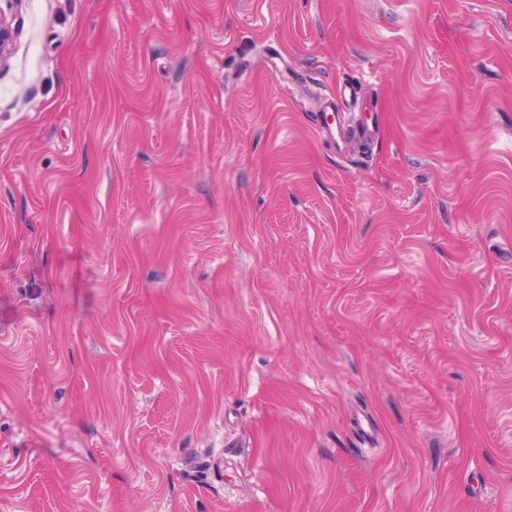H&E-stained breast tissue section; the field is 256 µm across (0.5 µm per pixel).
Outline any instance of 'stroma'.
<instances>
[{
	"label": "stroma",
	"instance_id": "35a3bbf8",
	"mask_svg": "<svg viewBox=\"0 0 512 512\" xmlns=\"http://www.w3.org/2000/svg\"><path fill=\"white\" fill-rule=\"evenodd\" d=\"M0 9V512H512V0Z\"/></svg>",
	"mask_w": 512,
	"mask_h": 512
}]
</instances>
